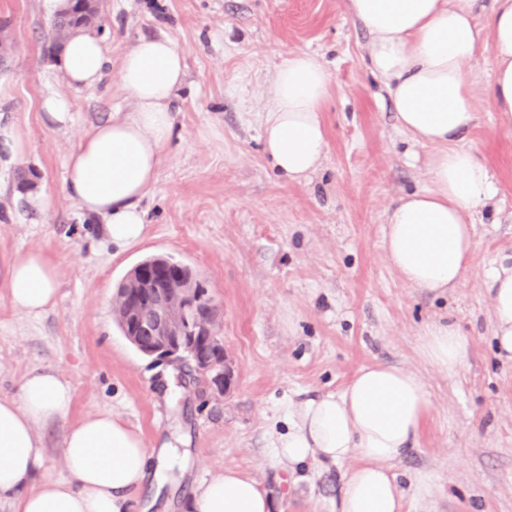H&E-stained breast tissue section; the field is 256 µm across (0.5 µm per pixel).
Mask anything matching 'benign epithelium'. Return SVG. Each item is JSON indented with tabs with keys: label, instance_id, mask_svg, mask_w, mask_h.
<instances>
[{
	"label": "benign epithelium",
	"instance_id": "obj_1",
	"mask_svg": "<svg viewBox=\"0 0 512 512\" xmlns=\"http://www.w3.org/2000/svg\"><path fill=\"white\" fill-rule=\"evenodd\" d=\"M170 265L161 255L137 264L126 276L125 285L135 295L126 306V339L146 356L186 363L222 392L231 379L224 354L196 347L199 337L218 345L217 309L209 293L183 275L157 276L159 267Z\"/></svg>",
	"mask_w": 512,
	"mask_h": 512
}]
</instances>
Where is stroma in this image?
<instances>
[{"mask_svg": "<svg viewBox=\"0 0 512 512\" xmlns=\"http://www.w3.org/2000/svg\"><path fill=\"white\" fill-rule=\"evenodd\" d=\"M100 13L105 76L75 87L49 51L48 0H0L9 46L0 119L18 125L27 144L20 157L0 145V250H42L59 283L53 307L37 316L15 312L0 292V396L19 397L36 368L70 383L68 416L40 430L46 467L67 478L65 430L110 413L147 447L178 450L131 496L129 512H187L194 490L228 468L254 478L274 512H336L346 465L292 472L273 441L298 404L380 363L415 372L433 402L392 465L402 512H512V364L496 355L484 289L491 267L512 262V127L490 105L492 44L463 66L478 119L461 142L493 170L498 207L477 215L476 260L458 288L438 296L402 282L385 255L384 212L429 187L428 150L398 129L388 92L364 63L370 35L344 0H100ZM155 37L172 40L187 68L171 104L174 135L142 202V239L104 248L102 219L65 191L66 159L92 124L132 111L120 65L139 39ZM293 51L317 54L330 73L327 160L304 184L271 170L260 126L273 73ZM50 94L69 99L68 128L43 121ZM31 174L48 201L42 213L17 191ZM157 254L190 264L205 282L233 370L228 391L142 356L120 333L117 287ZM439 319L470 343L452 376L419 352Z\"/></svg>", "mask_w": 512, "mask_h": 512, "instance_id": "stroma-1", "label": "stroma"}]
</instances>
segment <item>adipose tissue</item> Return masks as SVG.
<instances>
[{"label":"adipose tissue","mask_w":512,"mask_h":512,"mask_svg":"<svg viewBox=\"0 0 512 512\" xmlns=\"http://www.w3.org/2000/svg\"><path fill=\"white\" fill-rule=\"evenodd\" d=\"M476 0H345L352 19L369 32L365 64L384 83L398 127L428 148L427 189L404 195L385 212L383 245L401 279L442 295L472 266L478 242L473 218L494 206L498 188L488 165L461 145L477 120L475 97L462 66L484 42L493 45L491 105L512 125V0H493L480 23ZM106 58L91 31L66 41L59 64L71 85L92 88ZM121 84L134 109L92 126L68 156L65 188L80 209L104 221V244L124 248L141 240V203L155 183L174 118L171 104L185 81L181 51L169 39L139 40L120 66ZM274 99L261 115L268 164L289 181H309L323 165L327 135L322 104L329 73L312 53L295 51L276 69ZM485 284L493 339L500 358L512 361V266L492 267ZM57 269L39 250L0 251V291L13 310L37 316L52 307ZM422 357L448 373L466 361L469 343L451 323L433 322L420 343ZM71 386L51 369L29 372L19 399L0 397V500L14 512H127L128 495L147 478L150 452L139 433L109 413L71 424L63 458L71 478L43 467L40 427L66 417ZM422 379L406 369L360 368L344 389L301 403L276 454L292 467L316 461L348 464L336 512H402L390 473L430 414ZM190 512H271L273 503L251 477L225 470L200 485Z\"/></svg>","instance_id":"obj_1"}]
</instances>
